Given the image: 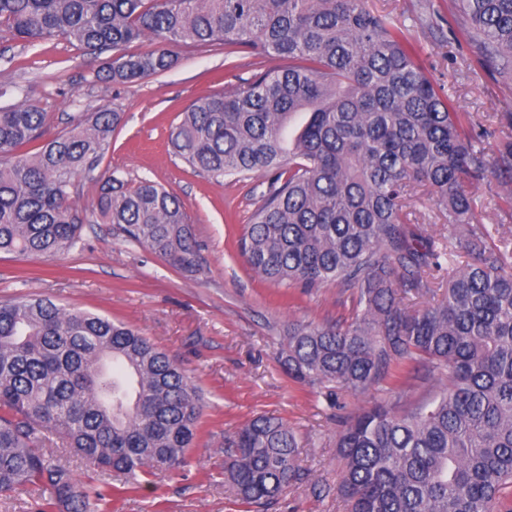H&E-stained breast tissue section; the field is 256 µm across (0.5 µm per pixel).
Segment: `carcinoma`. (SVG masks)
Here are the masks:
<instances>
[{"mask_svg":"<svg viewBox=\"0 0 512 512\" xmlns=\"http://www.w3.org/2000/svg\"><path fill=\"white\" fill-rule=\"evenodd\" d=\"M456 2L485 69L511 78L512 0ZM2 27L30 45L61 37L94 54L154 40L112 59L104 80L114 84L169 70L172 43L222 44L226 60L242 49L288 59L197 99L169 135L176 156L216 181L268 177L239 243L255 273L355 290L348 323H288L283 373L331 409L343 391L398 396L419 367L448 378L404 412L379 398L341 418V480L322 492L348 512H497L512 488V237L493 235L474 189L512 184V112L487 127L456 111L405 25L365 0H0ZM43 122L34 104L0 108V253L75 247L89 222L75 197L89 181L93 216L196 271L176 195L147 179L93 176L119 113L101 108L19 153ZM418 187L448 220L444 244L423 235ZM203 409L186 372L127 324L49 298L0 301L1 495L35 484L48 497L34 512H102L108 484H79L46 449L134 485L186 466ZM228 448L224 477L247 512L305 479L298 438L277 417L254 418Z\"/></svg>","mask_w":512,"mask_h":512,"instance_id":"1","label":"carcinoma"}]
</instances>
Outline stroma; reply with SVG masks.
<instances>
[{
	"label": "stroma",
	"mask_w": 512,
	"mask_h": 512,
	"mask_svg": "<svg viewBox=\"0 0 512 512\" xmlns=\"http://www.w3.org/2000/svg\"><path fill=\"white\" fill-rule=\"evenodd\" d=\"M368 5L409 25L425 66L459 111L484 121L512 112V83L482 67L452 0H436L437 21L427 18L424 0ZM171 50L176 63L169 71L112 84L97 78L111 52L91 55L62 38L28 46L0 32V83L12 86L0 107L27 102L45 114L40 138L24 145V152L37 153L80 115L102 107L120 112L122 123L96 176L146 178L174 192L198 245L197 271L186 275L113 225L87 224L78 244L54 258L1 253L0 300L36 294L132 325L174 357L202 390V428L187 466L114 490L107 512H243L224 481V443L261 414L282 418L296 433L299 464L309 472L270 512H345L341 499L317 491L339 478L336 420L321 397L288 380L276 356L290 321L351 320L354 291L330 284L306 292L263 280L240 255L237 240L266 188L265 176L216 181L193 172L168 147L171 127L195 99L233 90L254 73L288 62L243 51L229 70L221 45L175 44Z\"/></svg>",
	"instance_id": "obj_1"
}]
</instances>
